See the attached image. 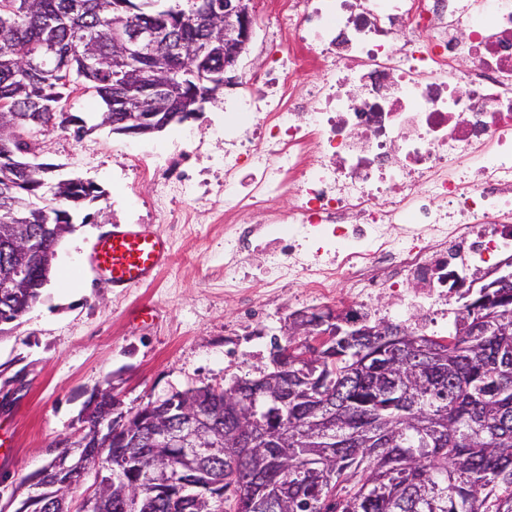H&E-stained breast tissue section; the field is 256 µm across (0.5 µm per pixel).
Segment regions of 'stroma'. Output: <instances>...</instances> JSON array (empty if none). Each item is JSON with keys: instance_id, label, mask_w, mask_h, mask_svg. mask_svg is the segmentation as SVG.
Here are the masks:
<instances>
[{"instance_id": "obj_1", "label": "stroma", "mask_w": 512, "mask_h": 512, "mask_svg": "<svg viewBox=\"0 0 512 512\" xmlns=\"http://www.w3.org/2000/svg\"><path fill=\"white\" fill-rule=\"evenodd\" d=\"M218 105L149 137L113 133L97 123L103 109L92 93L70 94L65 129L41 138L40 162L60 176L92 182L102 196L85 206L87 223L59 244L54 274L38 301L17 321L0 326V512H16L33 475L84 426L97 390L112 389L136 411L175 391L221 386L267 365L272 341L287 344V315L319 307L299 286L272 292L254 280L224 292V218L205 200L186 224H163L173 243L167 267L146 286L123 292L87 268L92 243L116 224L154 222L159 187L145 181L129 193L135 154L169 172H214L224 144L213 130L224 121ZM152 307L151 317L136 314Z\"/></svg>"}]
</instances>
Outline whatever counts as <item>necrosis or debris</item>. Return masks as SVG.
Returning <instances> with one entry per match:
<instances>
[{"label":"necrosis or debris","mask_w":512,"mask_h":512,"mask_svg":"<svg viewBox=\"0 0 512 512\" xmlns=\"http://www.w3.org/2000/svg\"><path fill=\"white\" fill-rule=\"evenodd\" d=\"M268 2L263 89L220 131L225 288L251 277L235 225L258 213L269 287L444 315L512 248V0Z\"/></svg>","instance_id":"1"}]
</instances>
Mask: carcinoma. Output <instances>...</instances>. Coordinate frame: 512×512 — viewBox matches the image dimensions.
I'll return each mask as SVG.
<instances>
[{"instance_id": "obj_1", "label": "carcinoma", "mask_w": 512, "mask_h": 512, "mask_svg": "<svg viewBox=\"0 0 512 512\" xmlns=\"http://www.w3.org/2000/svg\"><path fill=\"white\" fill-rule=\"evenodd\" d=\"M165 0H142L146 11L133 18H163L159 27L188 44L213 38L223 27L220 14L187 26ZM25 8L9 27L0 26V153L20 165L34 150L21 132L41 133L64 124L59 103L77 88L105 104L101 123L112 122V25L130 16L128 0H24ZM58 45L61 60L76 78L50 71L28 72V54L45 44ZM136 60L128 68L130 95L146 105L159 102L152 87L160 72ZM45 173L23 180L11 165H0V214H18L26 223L11 228L18 240L45 236L47 221L60 213L39 207ZM85 203L100 197L95 186L75 179L60 190ZM31 260L23 251L0 250V275ZM37 288L0 293V325L23 316L38 300ZM512 283L506 288H468L460 296L466 313L463 333L435 336L406 327L400 336H338L311 361L312 349L288 337V426L284 444L240 448L233 418L224 411L225 395L203 389L182 402L189 414L210 412L219 425L206 438L228 436L224 456L208 462L186 461L171 449L151 446L136 433L131 448L115 439L91 449L88 463L109 467L112 482L100 489L95 512H115L122 497H139L137 512H232L231 498L251 502L248 512H512ZM166 469L195 492L198 500L176 498L148 484L132 486L123 478L141 470ZM278 472L272 483L246 481L248 474ZM77 479L63 468L46 475L43 500L26 495L16 512H69ZM166 501L162 510L156 501Z\"/></svg>"}]
</instances>
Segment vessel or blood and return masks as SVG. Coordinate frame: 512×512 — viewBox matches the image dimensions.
<instances>
[{
	"label": "vessel or blood",
	"mask_w": 512,
	"mask_h": 512,
	"mask_svg": "<svg viewBox=\"0 0 512 512\" xmlns=\"http://www.w3.org/2000/svg\"><path fill=\"white\" fill-rule=\"evenodd\" d=\"M168 238L146 224L115 226L98 238L88 257L90 272L115 288H135L148 283L167 263Z\"/></svg>",
	"instance_id": "vessel-or-blood-1"
}]
</instances>
